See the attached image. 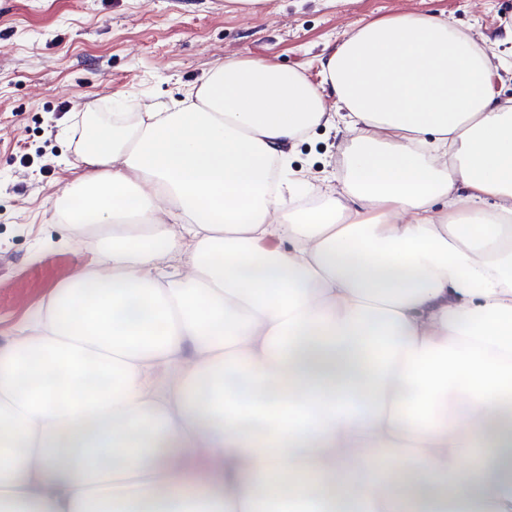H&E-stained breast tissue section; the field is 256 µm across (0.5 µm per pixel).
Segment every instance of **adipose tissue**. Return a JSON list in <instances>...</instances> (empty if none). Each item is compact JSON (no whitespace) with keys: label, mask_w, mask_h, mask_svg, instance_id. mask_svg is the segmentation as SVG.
<instances>
[{"label":"adipose tissue","mask_w":512,"mask_h":512,"mask_svg":"<svg viewBox=\"0 0 512 512\" xmlns=\"http://www.w3.org/2000/svg\"><path fill=\"white\" fill-rule=\"evenodd\" d=\"M497 58L403 13L320 82L229 59L175 111L91 120L57 212L93 259L0 344V512H512ZM321 126L341 175L299 205Z\"/></svg>","instance_id":"1"}]
</instances>
